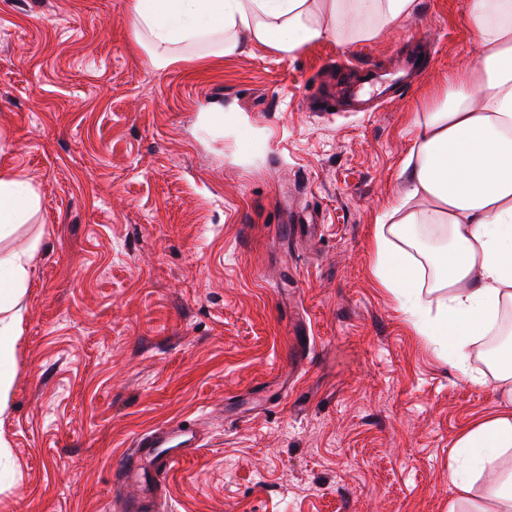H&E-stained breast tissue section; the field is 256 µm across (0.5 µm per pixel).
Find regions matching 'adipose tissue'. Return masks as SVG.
Returning <instances> with one entry per match:
<instances>
[{
  "instance_id": "1",
  "label": "adipose tissue",
  "mask_w": 512,
  "mask_h": 512,
  "mask_svg": "<svg viewBox=\"0 0 512 512\" xmlns=\"http://www.w3.org/2000/svg\"><path fill=\"white\" fill-rule=\"evenodd\" d=\"M415 0H132L135 33L149 37L152 66L177 62L182 43H207L218 56L261 45L288 56L304 44L334 38L350 26L359 40L378 37L412 16ZM478 59L459 82L440 90L416 122L418 150L404 168L407 188L375 226L373 273L403 300L418 331L466 369L472 347L491 335L512 306V0H469ZM35 188L0 168V241L33 216ZM446 227L431 247L430 289L413 253L418 225ZM36 245L0 254V413L8 405L9 366L23 334L21 306ZM436 303L426 317L427 300ZM504 403L456 442L449 466L454 498L448 512H485L468 473L512 450V342L501 354Z\"/></svg>"
}]
</instances>
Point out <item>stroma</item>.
Listing matches in <instances>:
<instances>
[{
    "label": "stroma",
    "mask_w": 512,
    "mask_h": 512,
    "mask_svg": "<svg viewBox=\"0 0 512 512\" xmlns=\"http://www.w3.org/2000/svg\"><path fill=\"white\" fill-rule=\"evenodd\" d=\"M379 37L283 56L183 47L155 70L131 0H0V167L39 209L0 512H121L133 438L191 425L167 512H448L459 436L499 410L373 273L415 121L477 60L468 0H416ZM423 76L348 111L343 66ZM220 106L224 118L209 120Z\"/></svg>",
    "instance_id": "obj_1"
}]
</instances>
